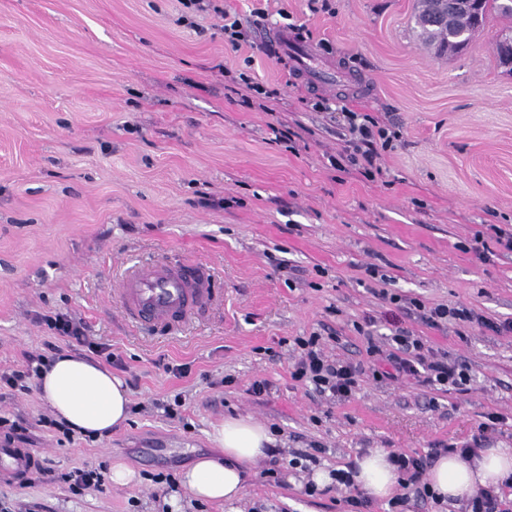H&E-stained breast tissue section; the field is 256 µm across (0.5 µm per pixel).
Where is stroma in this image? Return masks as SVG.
<instances>
[{
    "instance_id": "stroma-1",
    "label": "stroma",
    "mask_w": 512,
    "mask_h": 512,
    "mask_svg": "<svg viewBox=\"0 0 512 512\" xmlns=\"http://www.w3.org/2000/svg\"><path fill=\"white\" fill-rule=\"evenodd\" d=\"M416 3L0 0V373L67 352L46 323L64 314L118 356L132 407L101 438L49 426L34 386L0 391V416L26 420L56 472L119 459L140 475L78 495L4 478L11 512H170L174 496L182 512H346L342 485L305 494L315 471L371 448H512V333L432 327L415 308L512 320V252L497 242L512 229V73L492 47L506 23L440 56L416 36ZM226 13L248 32L240 46L224 41ZM266 25L297 32L344 80L299 79L259 44ZM348 111L397 133L371 170L349 161ZM159 261L213 282V303L174 332L128 322L113 295L128 265ZM399 327L465 364L466 390L373 378L369 345L388 349ZM313 334L363 367L348 400L293 378V340ZM232 416L269 429L277 476L257 462L230 506L155 483L219 456L208 433Z\"/></svg>"
}]
</instances>
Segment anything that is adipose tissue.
Returning <instances> with one entry per match:
<instances>
[{"label":"adipose tissue","mask_w":512,"mask_h":512,"mask_svg":"<svg viewBox=\"0 0 512 512\" xmlns=\"http://www.w3.org/2000/svg\"><path fill=\"white\" fill-rule=\"evenodd\" d=\"M38 383L55 419L76 432L102 436L129 417L123 381L84 359L57 356ZM209 439L223 451V458L200 457L182 472L180 483L196 500L234 502L242 495L245 472L264 456L270 433L252 418L232 417L213 426ZM511 476L512 448H477L466 455H441L428 473V483L444 499L463 501L480 490L498 489ZM354 480L368 496L385 500L396 492L399 473L386 449L372 448L358 459Z\"/></svg>","instance_id":"obj_1"}]
</instances>
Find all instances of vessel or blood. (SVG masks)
<instances>
[{"label":"vessel or blood","mask_w":512,"mask_h":512,"mask_svg":"<svg viewBox=\"0 0 512 512\" xmlns=\"http://www.w3.org/2000/svg\"><path fill=\"white\" fill-rule=\"evenodd\" d=\"M261 41L271 43L298 74L323 85L334 74L326 60L312 47L285 29H267ZM119 304L134 322L171 328L207 307L213 299L211 275L203 267L183 263L142 265L130 271L118 288ZM34 449L0 441V476L23 478L35 465Z\"/></svg>","instance_id":"b4317fda"}]
</instances>
